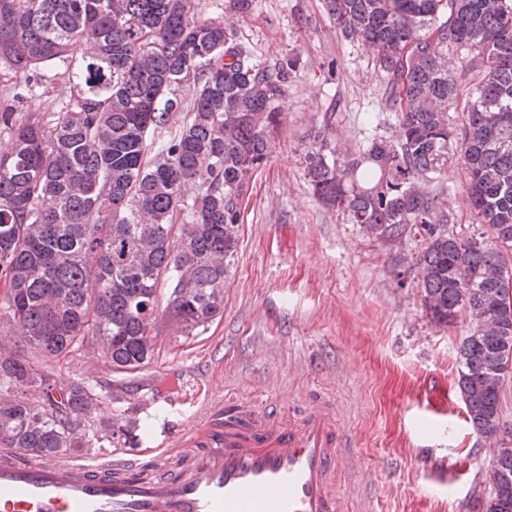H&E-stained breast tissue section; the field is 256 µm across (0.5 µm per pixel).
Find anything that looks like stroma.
<instances>
[{
  "mask_svg": "<svg viewBox=\"0 0 512 512\" xmlns=\"http://www.w3.org/2000/svg\"><path fill=\"white\" fill-rule=\"evenodd\" d=\"M233 23L257 62L301 64L273 153L242 200L223 316L188 336L159 320L154 358L132 372L91 348L46 371L91 388L94 459L147 460L229 400L304 407L324 394L351 437L336 486L343 512H483L492 451L457 389L465 326L435 325L401 280L415 242L368 238L315 198L300 160L317 131L356 149L384 74L340 37L323 0H252ZM104 421L122 426L120 437Z\"/></svg>",
  "mask_w": 512,
  "mask_h": 512,
  "instance_id": "1",
  "label": "stroma"
}]
</instances>
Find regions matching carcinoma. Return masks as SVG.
I'll return each instance as SVG.
<instances>
[{
	"label": "carcinoma",
	"mask_w": 512,
	"mask_h": 512,
	"mask_svg": "<svg viewBox=\"0 0 512 512\" xmlns=\"http://www.w3.org/2000/svg\"><path fill=\"white\" fill-rule=\"evenodd\" d=\"M341 37L387 78L358 149L317 134L302 153L314 194L384 245L421 249L422 306L441 327L468 322L457 385L472 426L495 444L488 477L512 512V422L495 357L512 320L484 321L512 283V0H323ZM461 68L449 64L448 48ZM300 64L272 67L195 0H0V307L37 359L0 355V445L47 457L90 441L75 418L89 390L42 361L92 340L112 369L154 357L157 312L184 333L224 313L241 200L272 153ZM73 84L60 114L19 110L42 71ZM194 98L179 129L178 92ZM463 102L462 124L448 107ZM467 176L476 229L448 207V168ZM39 390L42 405L24 396Z\"/></svg>",
	"instance_id": "cac0c4a2"
}]
</instances>
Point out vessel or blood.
I'll use <instances>...</instances> for the list:
<instances>
[{
    "mask_svg": "<svg viewBox=\"0 0 512 512\" xmlns=\"http://www.w3.org/2000/svg\"><path fill=\"white\" fill-rule=\"evenodd\" d=\"M332 404L299 410L235 404L223 425L187 429L144 464L0 449V512H340L349 447Z\"/></svg>",
    "mask_w": 512,
    "mask_h": 512,
    "instance_id": "obj_1",
    "label": "vessel or blood"
}]
</instances>
